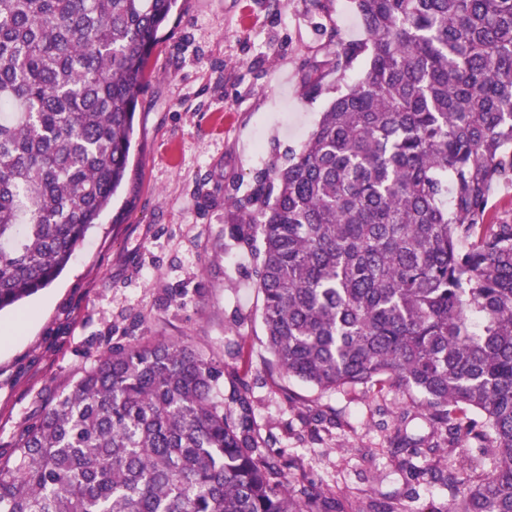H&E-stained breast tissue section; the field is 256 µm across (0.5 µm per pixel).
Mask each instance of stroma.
Returning a JSON list of instances; mask_svg holds the SVG:
<instances>
[{
    "label": "stroma",
    "mask_w": 512,
    "mask_h": 512,
    "mask_svg": "<svg viewBox=\"0 0 512 512\" xmlns=\"http://www.w3.org/2000/svg\"><path fill=\"white\" fill-rule=\"evenodd\" d=\"M363 37L353 0H179L152 51L119 196L52 284L0 312V450L109 344L163 337L238 364L289 478L314 480L347 512L393 498L411 512L447 506L434 479L407 483L391 443L401 426L453 449L462 480L487 468L475 444L419 416L418 392H321L263 368L256 263L228 236L234 201L301 147L366 62L316 96L307 66Z\"/></svg>",
    "instance_id": "obj_1"
}]
</instances>
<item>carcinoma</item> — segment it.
I'll return each mask as SVG.
<instances>
[{
	"instance_id": "carcinoma-1",
	"label": "carcinoma",
	"mask_w": 512,
	"mask_h": 512,
	"mask_svg": "<svg viewBox=\"0 0 512 512\" xmlns=\"http://www.w3.org/2000/svg\"><path fill=\"white\" fill-rule=\"evenodd\" d=\"M367 66L236 200L265 346L321 392L403 388L488 440L466 485L400 429L446 512H512V0H354ZM177 0H0V311L52 283L123 186ZM484 418L473 421L471 414ZM0 512H344L256 427L252 384L185 344L114 342L0 453Z\"/></svg>"
}]
</instances>
